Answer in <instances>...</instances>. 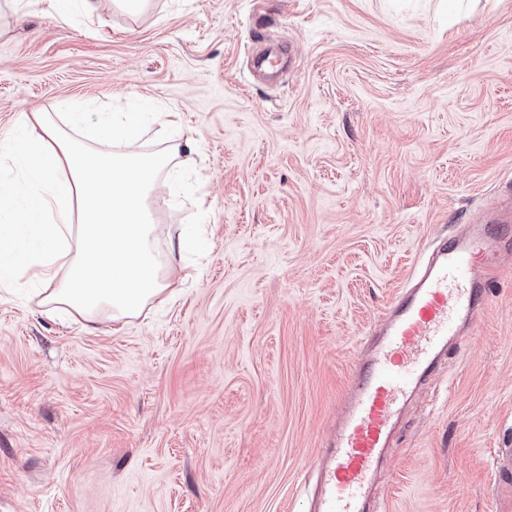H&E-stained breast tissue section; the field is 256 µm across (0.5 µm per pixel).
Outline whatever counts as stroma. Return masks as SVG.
<instances>
[{
  "instance_id": "35a3bbf8",
  "label": "stroma",
  "mask_w": 512,
  "mask_h": 512,
  "mask_svg": "<svg viewBox=\"0 0 512 512\" xmlns=\"http://www.w3.org/2000/svg\"><path fill=\"white\" fill-rule=\"evenodd\" d=\"M177 112L150 199L197 278L120 323L0 288V512H306L364 336L419 256L512 176V0L0 6V140L22 112ZM512 448V264L410 405L378 512H496Z\"/></svg>"
}]
</instances>
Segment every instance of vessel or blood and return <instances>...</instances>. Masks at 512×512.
I'll return each instance as SVG.
<instances>
[{
    "label": "vessel or blood",
    "mask_w": 512,
    "mask_h": 512,
    "mask_svg": "<svg viewBox=\"0 0 512 512\" xmlns=\"http://www.w3.org/2000/svg\"><path fill=\"white\" fill-rule=\"evenodd\" d=\"M512 256V199L439 237L375 325L323 450L310 512H365L375 472L410 398L463 327L475 326ZM498 512H512V448L500 453Z\"/></svg>",
    "instance_id": "1"
}]
</instances>
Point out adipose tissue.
<instances>
[{"instance_id":"adipose-tissue-1","label":"adipose tissue","mask_w":512,"mask_h":512,"mask_svg":"<svg viewBox=\"0 0 512 512\" xmlns=\"http://www.w3.org/2000/svg\"><path fill=\"white\" fill-rule=\"evenodd\" d=\"M150 122L167 133L162 150L136 147ZM85 128L82 112H24L0 142V164L16 172L0 185V286L23 269L48 286L45 304L119 322L170 295L148 198L160 184L175 198L185 192L188 144L177 112L99 114L89 143Z\"/></svg>"}]
</instances>
